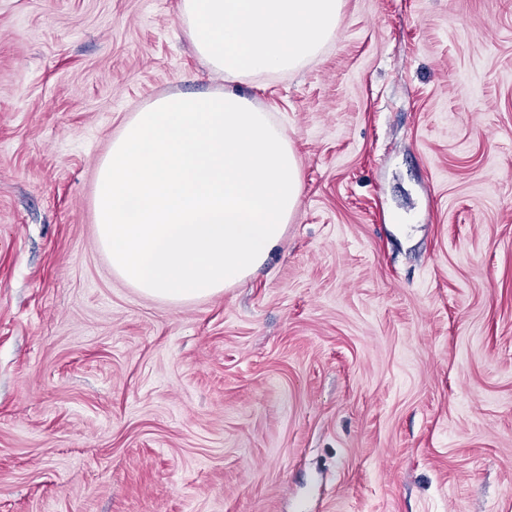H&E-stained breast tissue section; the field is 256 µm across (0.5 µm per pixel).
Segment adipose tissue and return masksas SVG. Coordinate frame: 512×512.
<instances>
[{"label":"adipose tissue","mask_w":512,"mask_h":512,"mask_svg":"<svg viewBox=\"0 0 512 512\" xmlns=\"http://www.w3.org/2000/svg\"><path fill=\"white\" fill-rule=\"evenodd\" d=\"M344 0H179L178 18L196 53L234 82L288 72L336 35Z\"/></svg>","instance_id":"1"}]
</instances>
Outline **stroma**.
<instances>
[{
	"label": "stroma",
	"mask_w": 512,
	"mask_h": 512,
	"mask_svg": "<svg viewBox=\"0 0 512 512\" xmlns=\"http://www.w3.org/2000/svg\"><path fill=\"white\" fill-rule=\"evenodd\" d=\"M177 0H0V512H512V0H345L228 83ZM233 90L302 193L267 263L172 303L112 271L96 171Z\"/></svg>",
	"instance_id": "obj_1"
}]
</instances>
